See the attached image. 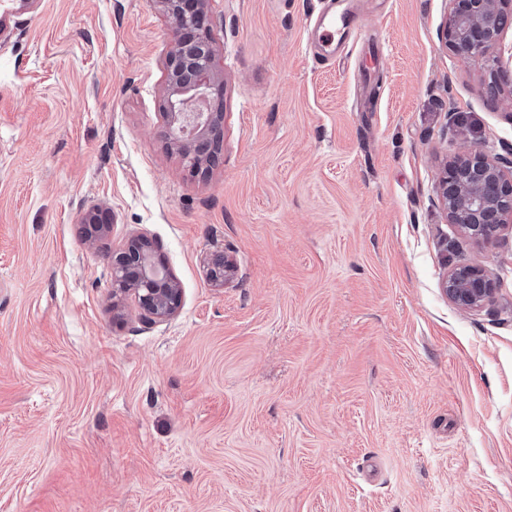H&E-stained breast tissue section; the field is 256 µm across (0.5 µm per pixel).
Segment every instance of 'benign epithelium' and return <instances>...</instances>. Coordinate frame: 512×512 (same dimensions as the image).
<instances>
[{"label": "benign epithelium", "instance_id": "7a95c632", "mask_svg": "<svg viewBox=\"0 0 512 512\" xmlns=\"http://www.w3.org/2000/svg\"><path fill=\"white\" fill-rule=\"evenodd\" d=\"M209 0H150V6L169 20L170 51L167 59L164 119L170 150L183 160L195 177L215 162L214 140L221 131L223 113L189 112L223 95V83L213 68L214 49L208 37ZM451 8L440 29L445 47L471 59L484 57L512 28V0H450ZM497 78L512 81V57L508 62L491 59ZM438 201L450 224L471 240L495 238L512 219V169L482 149L457 154L445 166L438 182ZM81 242L100 249L111 232L108 211L91 208L76 223ZM111 270L112 300L119 305L134 297L142 318L149 323L173 317L180 305V286L158 254V246L145 236L130 238L118 251L106 254ZM209 280L216 286L233 278L235 267L222 252L206 258ZM443 290L459 309L474 311L491 302L496 293L492 274L475 265L448 269Z\"/></svg>", "mask_w": 512, "mask_h": 512}]
</instances>
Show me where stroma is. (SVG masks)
<instances>
[{"instance_id":"1","label":"stroma","mask_w":512,"mask_h":512,"mask_svg":"<svg viewBox=\"0 0 512 512\" xmlns=\"http://www.w3.org/2000/svg\"><path fill=\"white\" fill-rule=\"evenodd\" d=\"M311 2L210 0L202 178L148 0H45L0 43V512H512V228L476 245L436 204L447 159L512 148V85L441 46L449 0H363L316 64ZM92 206L158 244L171 320H114ZM461 264L483 309L441 287ZM109 212L99 208H91L80 213L76 223L78 237L81 242L92 248L105 247V241L111 232ZM206 271L209 280L218 287L233 278L235 267L232 260L223 252L209 253L206 258ZM443 290L459 309L474 311L491 302L497 288L495 279L485 268L457 265L446 272Z\"/></svg>"}]
</instances>
